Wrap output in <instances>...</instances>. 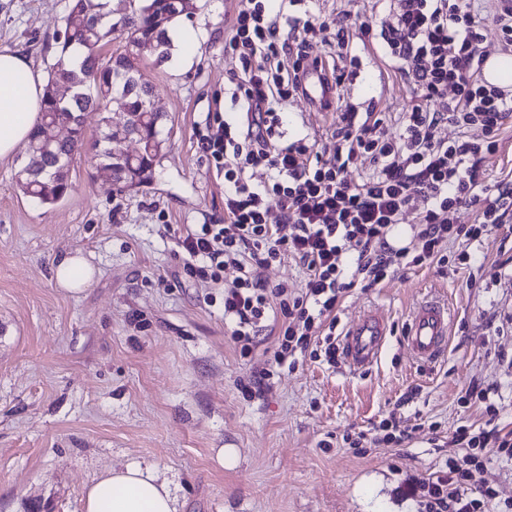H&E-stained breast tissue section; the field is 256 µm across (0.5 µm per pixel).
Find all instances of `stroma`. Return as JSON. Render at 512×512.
I'll use <instances>...</instances> for the list:
<instances>
[{"label":"stroma","mask_w":512,"mask_h":512,"mask_svg":"<svg viewBox=\"0 0 512 512\" xmlns=\"http://www.w3.org/2000/svg\"><path fill=\"white\" fill-rule=\"evenodd\" d=\"M67 0H0V50L34 70L54 61ZM313 13L378 25L385 0H311ZM238 0H190L186 28L202 32L192 65L176 70L144 51L141 75L165 112L168 141L152 180L117 191L92 167L99 115L83 116L86 142L71 165L72 188L56 205L23 195L24 156L0 161V512H84L89 487L111 469L153 466L177 512H421L412 478L435 477L456 429L484 427L470 384L491 389L499 430L512 431V223L472 250L465 266L413 267L373 288L351 289L336 308L337 332L377 313L389 336L376 364L298 358L273 368L276 334L241 357L224 322L221 288L186 274L174 229L224 221V177L201 149L238 67L224 41ZM311 55L340 66L336 109L303 100L282 109L286 141L309 137L328 154L346 106L385 112L390 132L410 105L404 79L378 47H354L353 67L315 42ZM73 254L95 271L79 293L54 277ZM447 300L448 351L423 363L407 350L414 306ZM274 369L249 396L254 375ZM398 421L402 442L349 447L348 435ZM230 457L218 462L219 450Z\"/></svg>","instance_id":"1"}]
</instances>
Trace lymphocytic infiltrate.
Segmentation results:
<instances>
[{
	"label": "lymphocytic infiltrate",
	"mask_w": 512,
	"mask_h": 512,
	"mask_svg": "<svg viewBox=\"0 0 512 512\" xmlns=\"http://www.w3.org/2000/svg\"><path fill=\"white\" fill-rule=\"evenodd\" d=\"M482 20L477 0H389L377 28L274 13L265 0H239L224 42L240 64L230 79V110L214 114L201 142L224 175V221L187 232L178 246L187 272L204 282L219 283L224 269L236 270L223 303L241 356L251 355L274 323L275 363L305 355L322 327L324 359L335 363L334 312L351 288L375 287L395 267H447L453 243L460 246L459 263L477 270L471 246L512 222V189L490 183L482 167L512 116V98L481 77ZM312 37L341 49L379 46L411 90L397 135H388L384 113L372 106L343 112L329 156L316 154L304 138L281 143V107L297 95ZM444 121L460 129L458 140L437 138ZM364 156L372 172L349 182L347 169ZM258 168L268 171L267 183H253ZM410 208L420 222L408 243L393 244ZM462 208L476 211V223H454L453 212ZM285 224L291 233H281ZM285 258L304 268L302 288L265 280V270ZM451 444L456 452L440 474L418 484L426 512H485L494 492L485 488L471 498L461 486L475 481L491 456L512 460V432L492 437L463 429Z\"/></svg>",
	"instance_id": "f902f5d3"
}]
</instances>
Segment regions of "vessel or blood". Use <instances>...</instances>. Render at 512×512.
Wrapping results in <instances>:
<instances>
[{
  "mask_svg": "<svg viewBox=\"0 0 512 512\" xmlns=\"http://www.w3.org/2000/svg\"><path fill=\"white\" fill-rule=\"evenodd\" d=\"M299 92L317 111L333 110L336 87L326 71L311 66L299 75ZM451 313L447 303L426 299L412 313L407 331V345L417 360L431 361L445 352ZM387 334L383 321L376 314L364 315L353 323L344 338V353L351 368H359L377 359Z\"/></svg>",
  "mask_w": 512,
  "mask_h": 512,
  "instance_id": "b4317fda",
  "label": "vessel or blood"
}]
</instances>
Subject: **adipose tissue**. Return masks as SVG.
Returning a JSON list of instances; mask_svg holds the SVG:
<instances>
[{
    "label": "adipose tissue",
    "mask_w": 512,
    "mask_h": 512,
    "mask_svg": "<svg viewBox=\"0 0 512 512\" xmlns=\"http://www.w3.org/2000/svg\"><path fill=\"white\" fill-rule=\"evenodd\" d=\"M45 81L19 52L0 51V160L24 148L35 130ZM85 512H176L175 499L152 467L112 469L87 492Z\"/></svg>",
    "instance_id": "obj_1"
}]
</instances>
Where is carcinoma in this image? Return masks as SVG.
Here are the masks:
<instances>
[{
    "mask_svg": "<svg viewBox=\"0 0 512 512\" xmlns=\"http://www.w3.org/2000/svg\"><path fill=\"white\" fill-rule=\"evenodd\" d=\"M185 12L183 0H112L108 12L90 11L85 0H68L63 17V34L45 85L41 121L25 149V163L17 174V187L23 195L41 205H54L72 188L70 163L85 139L83 113L102 114L103 149L94 161L115 168L116 184L131 190L146 183L162 155L163 116L150 108L151 86L128 89L124 79H140L139 49L149 46L159 59L169 55V27ZM124 43V50L104 56L101 50L112 40ZM116 96L124 98V110L149 114L139 126L140 155L133 163L122 158L114 143L116 134L109 104ZM62 123L71 136L45 148L49 125Z\"/></svg>",
    "mask_w": 512,
    "mask_h": 512,
    "instance_id": "carcinoma-1",
    "label": "carcinoma"
}]
</instances>
